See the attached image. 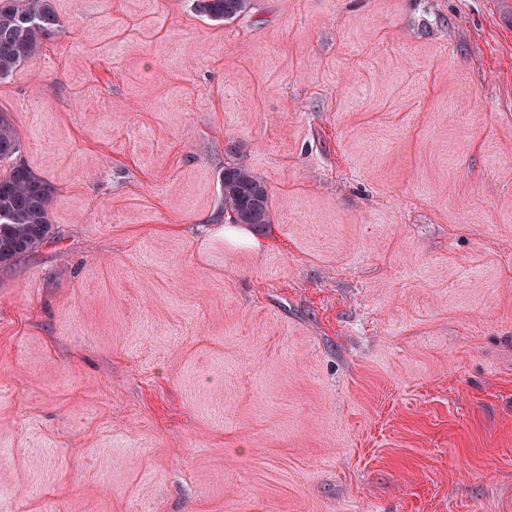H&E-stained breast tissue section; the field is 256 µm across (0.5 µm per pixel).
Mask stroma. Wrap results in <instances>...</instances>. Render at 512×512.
Masks as SVG:
<instances>
[{
	"mask_svg": "<svg viewBox=\"0 0 512 512\" xmlns=\"http://www.w3.org/2000/svg\"><path fill=\"white\" fill-rule=\"evenodd\" d=\"M57 8L0 82L57 189L0 268V512H512V0ZM196 11L212 21L221 22L246 12L250 0H197ZM224 212L234 224H271V202L266 182L250 168L239 163H225L221 175Z\"/></svg>",
	"mask_w": 512,
	"mask_h": 512,
	"instance_id": "obj_1",
	"label": "stroma"
}]
</instances>
